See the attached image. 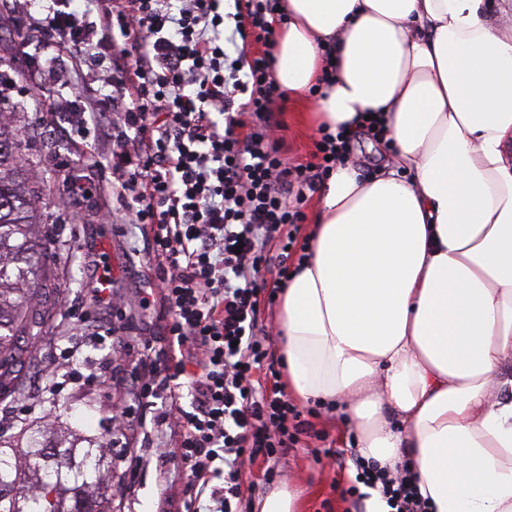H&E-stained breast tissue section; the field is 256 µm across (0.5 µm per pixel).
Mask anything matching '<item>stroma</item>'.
I'll list each match as a JSON object with an SVG mask.
<instances>
[{
	"label": "stroma",
	"mask_w": 512,
	"mask_h": 512,
	"mask_svg": "<svg viewBox=\"0 0 512 512\" xmlns=\"http://www.w3.org/2000/svg\"><path fill=\"white\" fill-rule=\"evenodd\" d=\"M22 15L8 7L0 8V81L7 93L0 108L12 113L22 131V155L43 163L42 171L30 174L39 181L49 172L58 181L77 178L91 190L78 204L63 197L46 195L38 204L44 219L39 228L43 239L64 241L56 254L59 279L56 283V317L39 342L35 359L24 365L21 376L28 394L24 401L0 395V436L22 441L33 428L48 425L59 432L74 431L93 439L108 452L103 469L108 475L103 491L113 512H178L183 498V483L162 490L154 465L137 462L125 447L126 437H136L153 427L157 408L132 392V378L145 367H162L161 348L144 349V342L154 339L161 323L159 309L141 305L144 289L149 288L151 272L141 233L130 219L126 200L112 189V146L100 140L93 130H78L70 113L50 116L27 95L31 83L44 86L45 96L56 95L91 80L88 66L79 64L74 50L55 51L49 69L29 65L15 39V30L25 28ZM273 123L277 128L280 154L291 164L315 160L319 134L303 125L298 115L307 111V103L285 96L275 97ZM85 141L87 159L77 160L72 143ZM110 271L113 296L109 304L93 302L97 268ZM111 323V341L98 344L89 334L103 323ZM77 337L81 348L72 362H65L68 337ZM112 365V386L104 388L99 373L104 363ZM76 369L78 383H64L55 395L44 392V385L54 373ZM121 401L134 410L136 422L112 429L105 408L108 399ZM309 433L302 436L273 481L262 482L255 489L263 496L279 487L302 492L304 512H353L348 493L355 483V469L350 455L356 448L354 425L340 414L319 404L300 408ZM337 451L334 466L319 463L320 451Z\"/></svg>",
	"instance_id": "stroma-1"
}]
</instances>
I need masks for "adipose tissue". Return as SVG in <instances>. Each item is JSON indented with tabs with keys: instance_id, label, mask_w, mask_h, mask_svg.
I'll return each instance as SVG.
<instances>
[{
	"instance_id": "obj_1",
	"label": "adipose tissue",
	"mask_w": 512,
	"mask_h": 512,
	"mask_svg": "<svg viewBox=\"0 0 512 512\" xmlns=\"http://www.w3.org/2000/svg\"><path fill=\"white\" fill-rule=\"evenodd\" d=\"M272 71L316 127L386 129L338 164L281 292L289 396L407 465L429 512H512V0H280ZM382 154V146L379 142L368 136L360 135L356 146H354L351 162L363 177H370L383 164Z\"/></svg>"
}]
</instances>
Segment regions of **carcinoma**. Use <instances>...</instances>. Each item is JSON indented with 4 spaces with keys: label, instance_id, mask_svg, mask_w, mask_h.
<instances>
[{
    "label": "carcinoma",
    "instance_id": "1",
    "mask_svg": "<svg viewBox=\"0 0 512 512\" xmlns=\"http://www.w3.org/2000/svg\"><path fill=\"white\" fill-rule=\"evenodd\" d=\"M19 151V130L0 112V390L14 398L25 395L19 376L24 343L54 320L53 308L40 298L55 276L53 251L35 238V201ZM104 456L102 445L65 446L41 431L21 445L0 438V488L21 479L26 495L20 511L0 497V512H102Z\"/></svg>",
    "mask_w": 512,
    "mask_h": 512
}]
</instances>
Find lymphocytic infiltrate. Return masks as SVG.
I'll list each match as a JSON object with an SVG mask.
<instances>
[{"mask_svg":"<svg viewBox=\"0 0 512 512\" xmlns=\"http://www.w3.org/2000/svg\"><path fill=\"white\" fill-rule=\"evenodd\" d=\"M35 6L31 26L47 45L67 46L100 63L103 86L116 88L121 112L102 124L93 102L80 124L102 125L119 154H132L118 187L129 199L154 286L143 306L163 314L165 361L141 390L158 400L155 436L134 449L166 473L178 462L186 479L181 512H245L244 473L266 463V478L306 428L274 383L272 328L259 324L261 274L277 247L276 284L288 279L293 232L308 191L345 157V131L324 132L316 164L286 165L279 156L270 104L280 87L270 51L230 55L227 44L271 35L279 0H236L234 27L224 32L223 0H90L85 21L73 0H18ZM244 102H236V94ZM189 404H182L183 395ZM179 431L168 448V426ZM356 482L378 490L390 512H428L407 468L389 473L353 455Z\"/></svg>","mask_w":512,"mask_h":512,"instance_id":"f902f5d3","label":"lymphocytic infiltrate"}]
</instances>
